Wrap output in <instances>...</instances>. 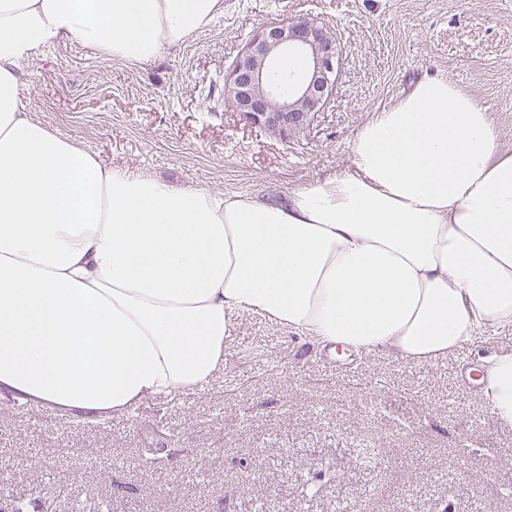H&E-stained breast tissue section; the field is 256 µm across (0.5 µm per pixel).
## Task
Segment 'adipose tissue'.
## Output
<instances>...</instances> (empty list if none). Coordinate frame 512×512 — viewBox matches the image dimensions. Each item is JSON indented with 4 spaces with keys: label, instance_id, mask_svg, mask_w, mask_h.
I'll return each mask as SVG.
<instances>
[{
    "label": "adipose tissue",
    "instance_id": "ef3b65f1",
    "mask_svg": "<svg viewBox=\"0 0 512 512\" xmlns=\"http://www.w3.org/2000/svg\"><path fill=\"white\" fill-rule=\"evenodd\" d=\"M224 0H0V399L96 422L206 389L235 317L341 357L431 365L512 326V153L489 106L426 75L372 112L352 169L269 204L108 166L33 122L18 74L69 35L140 63ZM471 380L512 425V352Z\"/></svg>",
    "mask_w": 512,
    "mask_h": 512
}]
</instances>
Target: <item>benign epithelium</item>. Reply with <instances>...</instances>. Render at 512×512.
<instances>
[{"label":"benign epithelium","instance_id":"benign-epithelium-1","mask_svg":"<svg viewBox=\"0 0 512 512\" xmlns=\"http://www.w3.org/2000/svg\"><path fill=\"white\" fill-rule=\"evenodd\" d=\"M293 52L302 70L291 95L279 93L270 73L280 56ZM341 47L318 17L266 27L243 47L224 77V102L252 126L282 140L303 132L324 110L336 88Z\"/></svg>","mask_w":512,"mask_h":512}]
</instances>
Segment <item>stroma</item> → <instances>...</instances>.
<instances>
[{
	"label": "stroma",
	"instance_id": "1",
	"mask_svg": "<svg viewBox=\"0 0 512 512\" xmlns=\"http://www.w3.org/2000/svg\"><path fill=\"white\" fill-rule=\"evenodd\" d=\"M310 14L340 42L341 70L325 110L283 142L242 120L220 87L254 33ZM426 74L484 100L512 152V0H226L156 59L124 63L62 36L32 51L19 82L34 122L107 164L279 201L349 170L358 127ZM501 350L512 328L430 366L377 352L330 370L310 342L244 313L206 390L98 422L1 403L0 507L512 512V428L463 383L477 357ZM366 444L374 459L361 458Z\"/></svg>",
	"mask_w": 512,
	"mask_h": 512
}]
</instances>
